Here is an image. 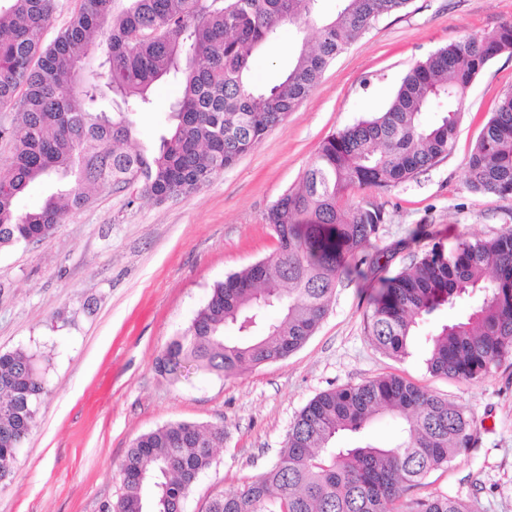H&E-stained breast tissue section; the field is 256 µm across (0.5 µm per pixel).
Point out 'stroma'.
I'll return each instance as SVG.
<instances>
[{
  "label": "stroma",
  "instance_id": "stroma-1",
  "mask_svg": "<svg viewBox=\"0 0 512 512\" xmlns=\"http://www.w3.org/2000/svg\"><path fill=\"white\" fill-rule=\"evenodd\" d=\"M507 20L512 0H410L355 39L294 112L197 191L159 203L105 189L50 237L1 248L0 352L37 354L47 383L18 470L0 481V512H106L122 493L115 470L134 439L179 421L224 429L183 505L206 512L212 499L272 466L314 396L383 374L448 399L479 423L477 447L430 473L408 498L445 493L472 512H512V360L477 381L434 376L420 348L396 358L365 330L380 277L409 267L434 242L512 229V198L470 192L465 168L498 95L512 87V54L492 59L468 88L448 156L377 195L386 213L380 267L337 287L300 349L224 378L189 367L173 379L154 366L216 282L276 250L267 212L328 136L380 111L417 60ZM296 38L295 28H283L260 51L257 86L280 80ZM177 93L161 85L154 111L132 114L136 145L157 140Z\"/></svg>",
  "mask_w": 512,
  "mask_h": 512
}]
</instances>
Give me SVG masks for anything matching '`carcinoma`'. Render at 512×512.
<instances>
[{"instance_id":"1","label":"carcinoma","mask_w":512,"mask_h":512,"mask_svg":"<svg viewBox=\"0 0 512 512\" xmlns=\"http://www.w3.org/2000/svg\"><path fill=\"white\" fill-rule=\"evenodd\" d=\"M81 0L55 39L42 34L60 0L0 4V109L15 111L0 139L13 145L0 169V247L49 236L101 189L136 187L162 202L199 189L256 147L304 100L324 69L380 18L410 0ZM304 34L283 79L266 88L250 76L256 52L284 26ZM106 59L90 80V48ZM512 54V21L467 35L401 78L384 108L323 141L298 184L267 215L271 256L217 282L187 328L156 358L162 375L185 364L226 377L298 350L325 318L336 287L379 263L385 211L370 195L389 191L448 156L465 94L496 56ZM179 91L172 126L156 150L131 145L130 112L152 109L165 80ZM52 191L28 209L30 187ZM473 193L512 198V88L504 90L466 164ZM461 314L420 327L444 307ZM276 309L280 316L268 318ZM236 332L226 337V330ZM366 332L391 356L422 338L432 375L474 381L512 358V230L487 239L436 242L411 266L380 278ZM39 357L0 353V481L17 468L45 393ZM386 415L388 446L368 429ZM224 429L173 422L137 437L116 470L122 493L112 512H170L214 459ZM478 442L474 416L397 375L331 388L311 399L288 429L272 467L212 500L207 512H472L446 494L409 502V489Z\"/></svg>"}]
</instances>
